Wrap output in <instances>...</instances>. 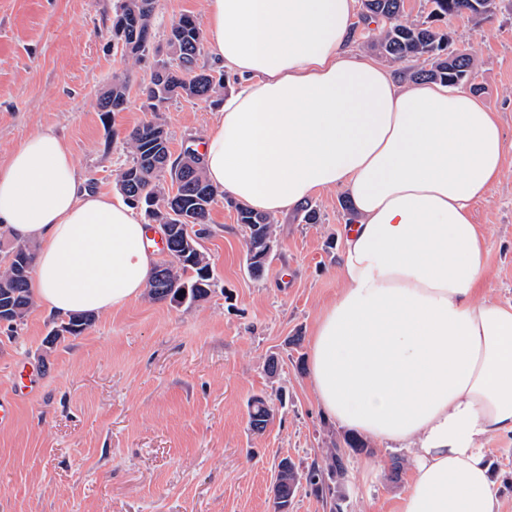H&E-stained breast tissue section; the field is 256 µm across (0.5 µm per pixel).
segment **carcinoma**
I'll return each instance as SVG.
<instances>
[{
	"instance_id": "1",
	"label": "carcinoma",
	"mask_w": 512,
	"mask_h": 512,
	"mask_svg": "<svg viewBox=\"0 0 512 512\" xmlns=\"http://www.w3.org/2000/svg\"><path fill=\"white\" fill-rule=\"evenodd\" d=\"M430 12L425 21L405 18V0H367L366 12L361 14L362 27L367 29L368 45L390 63L405 68L399 77L412 81L434 80L456 85L469 80L472 57L465 50L448 60V39L434 23L459 15L477 18L492 16L496 0H428ZM156 0H119L112 17V40L122 44L124 53L135 59L148 56L152 51L151 39L155 19ZM167 45L171 60L155 64L159 72L152 76L146 94L152 101V118L132 129L126 136V145L132 154L119 176L117 186L124 200L143 211L155 224H179L180 217L203 226L209 233L211 206L218 190L207 181L204 162L198 151L191 148L171 158L169 147L161 143L167 136L160 115L165 103L174 98L195 99L212 104L221 101L224 94V72L199 64L204 48V34L197 20L182 16L171 22L167 32ZM129 95V82L125 75L113 77L112 85L98 103L103 124L111 115L125 109ZM176 191H169V187ZM237 223L244 225L246 248L257 253L264 249L266 237L274 236L276 220L240 204H234ZM169 251L173 260L155 264L148 280V297L157 302H188L206 299L218 286L209 258L200 244L187 248L184 240L175 238ZM32 270L16 266L11 254L4 257L0 271V316L8 320L7 330L14 333L29 313L33 299L30 292ZM93 318L72 315L53 330L54 341L60 334L82 335ZM272 412L266 404L249 405L250 426L255 432L266 429L263 418ZM344 446L336 442L326 448L322 462L314 461L305 469V488L320 498L329 512H344L337 503L338 483L347 475V452L359 453L367 444L355 435L343 439Z\"/></svg>"
}]
</instances>
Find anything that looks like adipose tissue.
<instances>
[{"label":"adipose tissue","instance_id":"adipose-tissue-1","mask_svg":"<svg viewBox=\"0 0 512 512\" xmlns=\"http://www.w3.org/2000/svg\"><path fill=\"white\" fill-rule=\"evenodd\" d=\"M357 0H205L210 54L235 89L201 140L208 181L273 217L329 189L349 199L340 292L309 339L323 415L411 455L401 512H499L486 448L512 438V303L480 294L472 221L512 144L462 86L401 84L354 50ZM0 226L38 247L50 313L142 296L155 255L139 210L91 189L55 134L0 167Z\"/></svg>","mask_w":512,"mask_h":512}]
</instances>
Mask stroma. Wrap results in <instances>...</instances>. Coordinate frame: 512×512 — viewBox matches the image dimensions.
<instances>
[{
	"instance_id": "35a3bbf8",
	"label": "stroma",
	"mask_w": 512,
	"mask_h": 512,
	"mask_svg": "<svg viewBox=\"0 0 512 512\" xmlns=\"http://www.w3.org/2000/svg\"><path fill=\"white\" fill-rule=\"evenodd\" d=\"M480 22L443 29L476 59L473 82L512 142V0ZM116 0H0V164L28 135L50 131L69 146L97 191L116 193L129 157L123 134L150 119L143 95L156 59L166 58L172 19L202 17L203 0H157L156 56H123L112 41ZM129 101L115 135L98 100L120 73ZM219 106L177 98L162 118L172 155L214 126ZM345 196H314L320 221L277 217L278 248L262 278L246 264L245 232L227 196L211 207L202 242L219 280L192 305L142 297L95 316L82 335L52 351L59 318L32 307L16 335L0 327V396L26 371L31 382L0 424V512H272L274 467L321 459L342 427L320 414L308 382V339L339 290L336 254L348 216ZM474 221L486 232L489 296L512 303V156ZM280 371L269 376L266 363ZM265 396L275 416L249 427L248 402ZM405 449L370 443L350 455L345 512H401L411 477H388ZM501 512H512V439L487 446Z\"/></svg>"
}]
</instances>
